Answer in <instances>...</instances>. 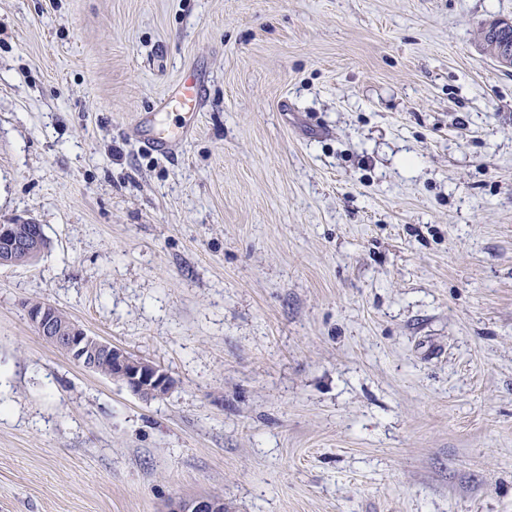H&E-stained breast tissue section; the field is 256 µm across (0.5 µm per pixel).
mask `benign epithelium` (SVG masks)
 I'll return each instance as SVG.
<instances>
[{
	"label": "benign epithelium",
	"instance_id": "7a95c632",
	"mask_svg": "<svg viewBox=\"0 0 512 512\" xmlns=\"http://www.w3.org/2000/svg\"><path fill=\"white\" fill-rule=\"evenodd\" d=\"M19 224H0V267L15 264V256L23 254L33 261L44 251L43 235L40 225L35 229L20 233ZM28 319L45 340L66 345L71 359L77 365L91 370L95 367L99 355L105 354L112 359L114 376L120 378L122 385L134 396L150 401L165 395L172 380L159 366L137 359L125 350L89 335L74 322L59 323L55 319L54 306L49 303H30L27 305ZM224 501L215 498H201L188 503L175 501L170 503L168 512H223Z\"/></svg>",
	"mask_w": 512,
	"mask_h": 512
}]
</instances>
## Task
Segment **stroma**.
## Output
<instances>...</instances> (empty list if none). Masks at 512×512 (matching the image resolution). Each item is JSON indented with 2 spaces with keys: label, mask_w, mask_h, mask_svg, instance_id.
<instances>
[{
  "label": "stroma",
  "mask_w": 512,
  "mask_h": 512,
  "mask_svg": "<svg viewBox=\"0 0 512 512\" xmlns=\"http://www.w3.org/2000/svg\"><path fill=\"white\" fill-rule=\"evenodd\" d=\"M512 0H0V512H512ZM195 133L135 126L185 72ZM160 365L144 401L31 326ZM22 225L0 224V267L14 266L15 256L23 254L34 261L44 251L43 235L39 224L31 232L19 234ZM168 512H224V501L219 498H201L188 503L175 501L170 503Z\"/></svg>",
  "instance_id": "35a3bbf8"
}]
</instances>
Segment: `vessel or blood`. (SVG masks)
I'll return each instance as SVG.
<instances>
[{
    "mask_svg": "<svg viewBox=\"0 0 512 512\" xmlns=\"http://www.w3.org/2000/svg\"><path fill=\"white\" fill-rule=\"evenodd\" d=\"M201 103V77L195 73L177 84L161 100L158 106L160 115L164 112H176L180 114L181 120L177 126L172 127L161 120L160 115L153 118L143 136L148 147L165 154L176 140L192 134Z\"/></svg>",
    "mask_w": 512,
    "mask_h": 512,
    "instance_id": "obj_1",
    "label": "vessel or blood"
}]
</instances>
